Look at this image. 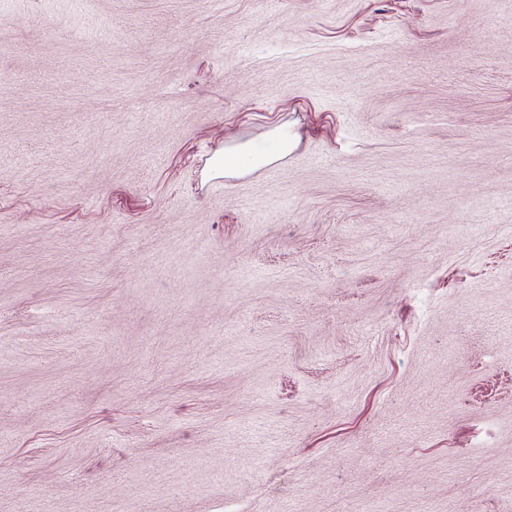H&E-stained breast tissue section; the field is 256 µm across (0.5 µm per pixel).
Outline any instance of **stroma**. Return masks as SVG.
I'll list each match as a JSON object with an SVG mask.
<instances>
[{
	"mask_svg": "<svg viewBox=\"0 0 512 512\" xmlns=\"http://www.w3.org/2000/svg\"><path fill=\"white\" fill-rule=\"evenodd\" d=\"M6 9L0 512H512V0ZM274 140L276 149L273 153L257 151L247 143L224 147L214 156L213 167L216 172H224V177H232L270 165L279 156L287 154L290 147L288 133H277Z\"/></svg>",
	"mask_w": 512,
	"mask_h": 512,
	"instance_id": "stroma-1",
	"label": "stroma"
}]
</instances>
